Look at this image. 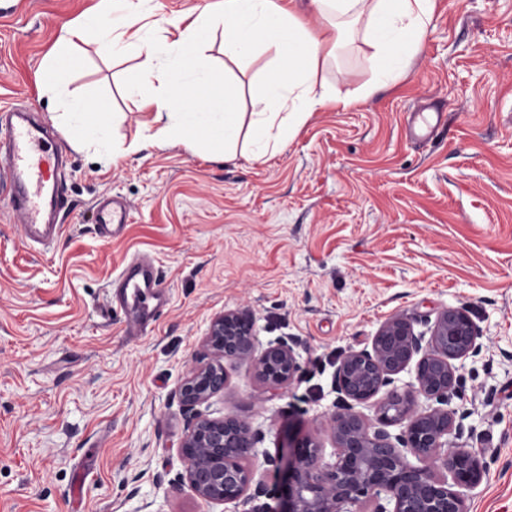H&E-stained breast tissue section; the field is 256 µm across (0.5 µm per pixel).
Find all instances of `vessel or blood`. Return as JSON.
<instances>
[{
    "label": "vessel or blood",
    "instance_id": "b4317fda",
    "mask_svg": "<svg viewBox=\"0 0 512 512\" xmlns=\"http://www.w3.org/2000/svg\"><path fill=\"white\" fill-rule=\"evenodd\" d=\"M6 162L0 167V198L22 218L27 239L48 246L63 232L62 224L49 217L61 212L63 197L58 184L61 154L49 128L17 112L5 131ZM96 222L104 238L117 235L127 222L125 204L100 202ZM162 300L158 273L147 257L131 260L112 284L110 302L127 315L125 333L144 335L156 312L143 303L144 296Z\"/></svg>",
    "mask_w": 512,
    "mask_h": 512
}]
</instances>
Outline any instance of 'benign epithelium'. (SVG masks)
I'll use <instances>...</instances> for the list:
<instances>
[{"instance_id": "benign-epithelium-1", "label": "benign epithelium", "mask_w": 512, "mask_h": 512, "mask_svg": "<svg viewBox=\"0 0 512 512\" xmlns=\"http://www.w3.org/2000/svg\"><path fill=\"white\" fill-rule=\"evenodd\" d=\"M479 328L465 307L441 311L428 333L398 314L386 319L371 349L346 353L336 368V388L351 400L329 419L334 461L310 437L295 444L276 506L263 503L245 512H468L464 491L477 488L488 470L473 448L456 446L465 415L446 409L459 376L456 361L479 353ZM210 360L190 367L179 397L190 410L224 391V361L250 363L258 378L285 389L299 371L292 342L259 351L254 320L229 310L210 323L205 336ZM413 369L402 387L395 377ZM375 402L371 419L355 406ZM400 427L391 434L388 428ZM256 433L238 417L196 414L182 441L184 480L206 504L246 506L266 495L254 461Z\"/></svg>"}]
</instances>
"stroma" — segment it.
Instances as JSON below:
<instances>
[{
  "mask_svg": "<svg viewBox=\"0 0 512 512\" xmlns=\"http://www.w3.org/2000/svg\"><path fill=\"white\" fill-rule=\"evenodd\" d=\"M99 3L0 0V108L29 109L58 133L67 199L64 233L46 248L0 204V512H225L195 496L180 453L192 413L178 388L205 362L215 316L243 309L260 346L297 342L286 389L229 362L223 392L199 407L250 422L273 490L289 442L311 437L332 457L325 421L347 352L370 348L392 315L421 332L460 306L482 350L463 360L448 407L489 466L466 507L512 512V0H436L401 75L348 109L320 107L269 159L232 163L203 144L119 156L146 134L147 89L137 59L98 38L77 42L61 89L36 85L63 27ZM222 40L215 27L204 55L232 111L251 112L262 64L226 62ZM370 53L356 40L320 75L360 92L374 80ZM73 98L115 115L79 149L61 118ZM113 196L129 222L106 241L95 204ZM140 253L168 302L132 339L109 284Z\"/></svg>",
  "mask_w": 512,
  "mask_h": 512,
  "instance_id": "35a3bbf8",
  "label": "stroma"
}]
</instances>
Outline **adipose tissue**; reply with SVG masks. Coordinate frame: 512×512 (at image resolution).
<instances>
[{
  "label": "adipose tissue",
  "mask_w": 512,
  "mask_h": 512,
  "mask_svg": "<svg viewBox=\"0 0 512 512\" xmlns=\"http://www.w3.org/2000/svg\"><path fill=\"white\" fill-rule=\"evenodd\" d=\"M436 0H220L224 24V55L246 62L268 53L262 89L252 99L249 122L239 113L223 111L224 88L215 84L200 41L211 21L209 10L195 18L174 16L166 21L168 39L149 41L142 17L132 0H119L117 15L107 24L86 16L69 23L61 46L90 36L107 39L114 52L134 51L150 89L141 108L152 113L156 128L149 139L132 140L123 152L139 153L146 141H181L194 147L196 139L218 142L225 160H233L242 130H249L253 160L280 151L310 114L326 104L347 108L353 96L330 90L319 78L327 58L335 56L344 36L362 35L371 47L370 61L377 80L404 70L422 50ZM319 15L330 34H314L308 13Z\"/></svg>",
  "instance_id": "ef3b65f1"
}]
</instances>
